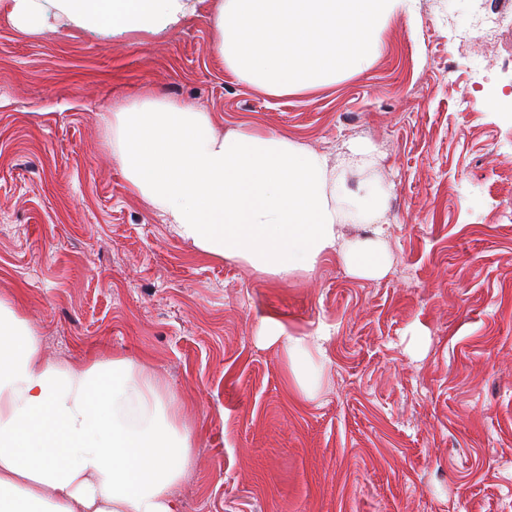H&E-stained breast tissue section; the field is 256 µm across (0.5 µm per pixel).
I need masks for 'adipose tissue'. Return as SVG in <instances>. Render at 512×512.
<instances>
[{"label":"adipose tissue","instance_id":"adipose-tissue-1","mask_svg":"<svg viewBox=\"0 0 512 512\" xmlns=\"http://www.w3.org/2000/svg\"><path fill=\"white\" fill-rule=\"evenodd\" d=\"M415 0H221L212 43L226 71L271 97L313 91L373 62L375 34ZM193 0H0V11L36 33L48 14L79 27L151 32ZM132 190L202 254L285 281L336 254L355 277L388 268L381 237L348 239L374 224L386 194L370 176L358 191L328 155L284 135L219 129L208 112L144 97L104 116ZM281 344L300 398L320 388L325 330ZM146 363L116 357L51 362L40 339L0 300V512H180L178 485L194 465L193 430Z\"/></svg>","mask_w":512,"mask_h":512}]
</instances>
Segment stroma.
<instances>
[{"instance_id":"stroma-1","label":"stroma","mask_w":512,"mask_h":512,"mask_svg":"<svg viewBox=\"0 0 512 512\" xmlns=\"http://www.w3.org/2000/svg\"><path fill=\"white\" fill-rule=\"evenodd\" d=\"M217 4L148 34L0 13V297L47 360L147 359L197 429L182 512H512V32L458 39L512 0H419L367 70L281 98L225 71ZM148 95L334 158L369 146L386 275L327 255L274 281L178 238L102 122ZM264 316L330 329L314 400L289 393Z\"/></svg>"}]
</instances>
